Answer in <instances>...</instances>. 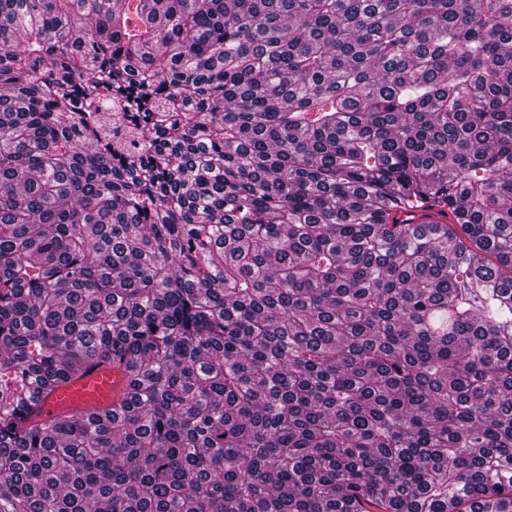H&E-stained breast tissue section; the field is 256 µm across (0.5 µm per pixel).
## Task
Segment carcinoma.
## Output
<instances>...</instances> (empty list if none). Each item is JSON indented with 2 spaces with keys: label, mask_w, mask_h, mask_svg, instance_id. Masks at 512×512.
I'll return each mask as SVG.
<instances>
[{
  "label": "carcinoma",
  "mask_w": 512,
  "mask_h": 512,
  "mask_svg": "<svg viewBox=\"0 0 512 512\" xmlns=\"http://www.w3.org/2000/svg\"><path fill=\"white\" fill-rule=\"evenodd\" d=\"M0 512H512V0H0ZM129 375L123 365L104 363L62 384L55 392L41 397L34 422L63 414L88 416L118 404L128 391Z\"/></svg>",
  "instance_id": "cac0c4a2"
}]
</instances>
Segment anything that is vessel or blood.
<instances>
[{
    "label": "vessel or blood",
    "mask_w": 512,
    "mask_h": 512,
    "mask_svg": "<svg viewBox=\"0 0 512 512\" xmlns=\"http://www.w3.org/2000/svg\"><path fill=\"white\" fill-rule=\"evenodd\" d=\"M129 375L124 366L104 363L62 384L52 394L42 397L37 421L63 414L86 416L118 404L128 391Z\"/></svg>",
    "instance_id": "1"
}]
</instances>
